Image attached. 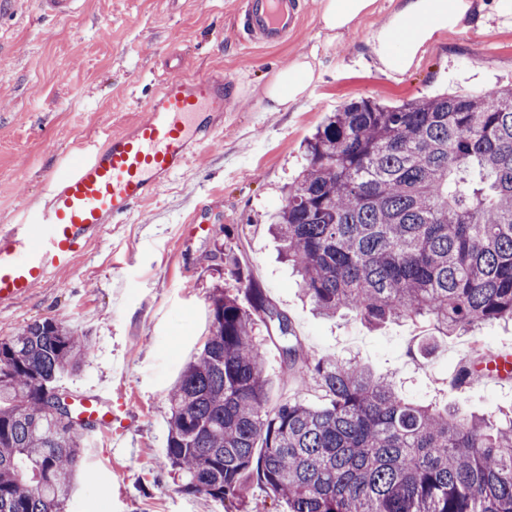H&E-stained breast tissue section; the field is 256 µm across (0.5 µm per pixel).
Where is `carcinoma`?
<instances>
[{
	"instance_id": "cac0c4a2",
	"label": "carcinoma",
	"mask_w": 512,
	"mask_h": 512,
	"mask_svg": "<svg viewBox=\"0 0 512 512\" xmlns=\"http://www.w3.org/2000/svg\"><path fill=\"white\" fill-rule=\"evenodd\" d=\"M272 226L323 316L447 337L512 322V87L347 104L308 141ZM213 258L239 288L213 297L169 393L164 464L183 491L243 505L257 483L288 512H512V412L424 403L357 357L309 354L235 253ZM268 339L299 388L270 409ZM88 348L62 318L0 340V512L69 500L82 434L50 406ZM497 357L473 348L455 384Z\"/></svg>"
}]
</instances>
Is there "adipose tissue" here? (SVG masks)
Here are the masks:
<instances>
[{
	"label": "adipose tissue",
	"instance_id": "adipose-tissue-1",
	"mask_svg": "<svg viewBox=\"0 0 512 512\" xmlns=\"http://www.w3.org/2000/svg\"><path fill=\"white\" fill-rule=\"evenodd\" d=\"M376 0H320L318 24L327 42H335L356 29L375 11ZM476 7L473 0H400L370 35L366 46L376 70L394 79L411 69L426 45L443 32L463 28ZM316 54L300 56L268 81L265 108L284 112L308 93L315 81Z\"/></svg>",
	"mask_w": 512,
	"mask_h": 512
}]
</instances>
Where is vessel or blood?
<instances>
[{"mask_svg":"<svg viewBox=\"0 0 512 512\" xmlns=\"http://www.w3.org/2000/svg\"><path fill=\"white\" fill-rule=\"evenodd\" d=\"M78 3L38 0L41 13L53 18L71 15ZM238 13L242 35L259 46L282 44L300 22L296 0H242ZM228 104L223 74L172 70L132 124L53 172L43 200L21 204L15 223L0 226V306L76 269L105 225L129 216L223 133ZM124 409L103 388L78 398L76 422L85 436L108 433Z\"/></svg>","mask_w":512,"mask_h":512,"instance_id":"obj_1","label":"vessel or blood"}]
</instances>
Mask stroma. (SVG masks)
<instances>
[{"instance_id": "obj_1", "label": "stroma", "mask_w": 512, "mask_h": 512, "mask_svg": "<svg viewBox=\"0 0 512 512\" xmlns=\"http://www.w3.org/2000/svg\"><path fill=\"white\" fill-rule=\"evenodd\" d=\"M298 3L299 28L273 48L243 41L234 0H81L60 19L41 15L36 0H16L0 12V225L16 219L20 202H39L46 176L83 146L135 119L165 78L170 50L181 51L187 72L219 69L236 88L222 137L124 223L107 225L77 269L0 308V338L65 318L91 347L79 370L59 377L61 390L76 397L108 387L126 402L114 439L83 442L65 512H218L219 502L183 492L163 465L169 391L208 335L216 290L233 284L211 258L218 248L240 258L312 355L357 353L421 400L475 414L512 408V381L449 387L474 343L512 351L511 325L436 337L427 364L418 365L406 353L419 334L411 323L371 330L317 315L265 224L283 203L281 186L301 169L305 140L328 113L363 98L397 105L511 86L512 26L485 35L472 21L440 34L393 80L372 66L366 41L399 0H376L375 12L329 47L319 0ZM313 49L320 65L308 95L288 111H266L268 80Z\"/></svg>"}]
</instances>
